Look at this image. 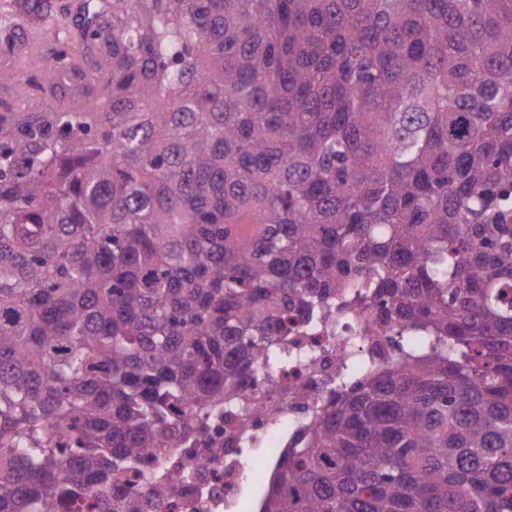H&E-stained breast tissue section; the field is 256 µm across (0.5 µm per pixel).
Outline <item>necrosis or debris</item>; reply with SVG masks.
<instances>
[{"label": "necrosis or debris", "instance_id": "obj_1", "mask_svg": "<svg viewBox=\"0 0 512 512\" xmlns=\"http://www.w3.org/2000/svg\"><path fill=\"white\" fill-rule=\"evenodd\" d=\"M287 341L288 364H257L241 392L247 429H240L237 411L225 412L209 422L208 445L167 449L123 480L129 498L150 500L153 485L162 482L171 493L151 512H241L247 501L260 506L284 449L326 399L337 362L347 354L369 357L373 347L387 345L388 335L368 311L332 332L291 324Z\"/></svg>", "mask_w": 512, "mask_h": 512}]
</instances>
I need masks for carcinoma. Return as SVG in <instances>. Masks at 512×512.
<instances>
[{"label":"carcinoma","instance_id":"carcinoma-1","mask_svg":"<svg viewBox=\"0 0 512 512\" xmlns=\"http://www.w3.org/2000/svg\"><path fill=\"white\" fill-rule=\"evenodd\" d=\"M13 2L0 512H117L362 309L394 353L338 362L260 512H512V0Z\"/></svg>","mask_w":512,"mask_h":512}]
</instances>
